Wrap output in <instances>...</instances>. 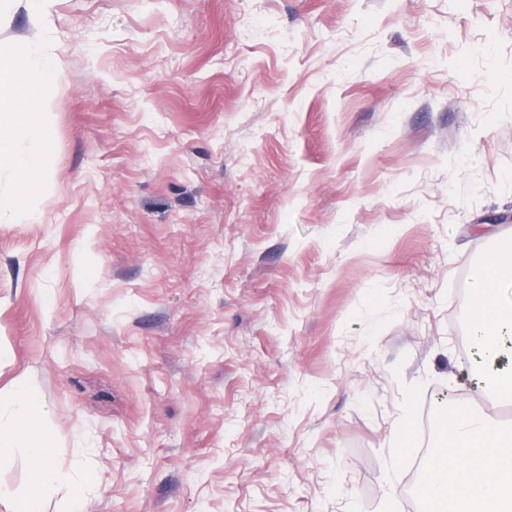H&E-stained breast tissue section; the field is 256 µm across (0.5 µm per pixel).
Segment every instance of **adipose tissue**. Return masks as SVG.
Masks as SVG:
<instances>
[{"label": "adipose tissue", "instance_id": "adipose-tissue-1", "mask_svg": "<svg viewBox=\"0 0 512 512\" xmlns=\"http://www.w3.org/2000/svg\"><path fill=\"white\" fill-rule=\"evenodd\" d=\"M35 40L26 36L0 50V168L12 170L22 186L13 207L33 212L44 179L43 160L52 132L43 117L29 112L41 104L45 88L57 81V57L29 68ZM467 321L487 355L497 354L504 333L512 334V247L484 258L474 270ZM26 441L34 470L27 490L15 501L14 512H40L44 491L61 481L53 468L54 438L38 420L0 425V452ZM421 484L438 512H512V420L481 415L454 405L451 421Z\"/></svg>", "mask_w": 512, "mask_h": 512}]
</instances>
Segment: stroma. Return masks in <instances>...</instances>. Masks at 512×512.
Segmentation results:
<instances>
[{
	"label": "stroma",
	"instance_id": "obj_1",
	"mask_svg": "<svg viewBox=\"0 0 512 512\" xmlns=\"http://www.w3.org/2000/svg\"><path fill=\"white\" fill-rule=\"evenodd\" d=\"M63 74L0 210V422L43 512H415L468 274L512 244V0H26ZM36 395L10 405L17 383ZM93 475L80 501L70 480ZM30 480L0 458V512ZM19 441L31 443V480L27 490L15 501L14 512H40V500L44 491L61 481L63 476L53 468L54 438L50 430L38 420H27L17 424L0 425L1 455Z\"/></svg>",
	"mask_w": 512,
	"mask_h": 512
}]
</instances>
